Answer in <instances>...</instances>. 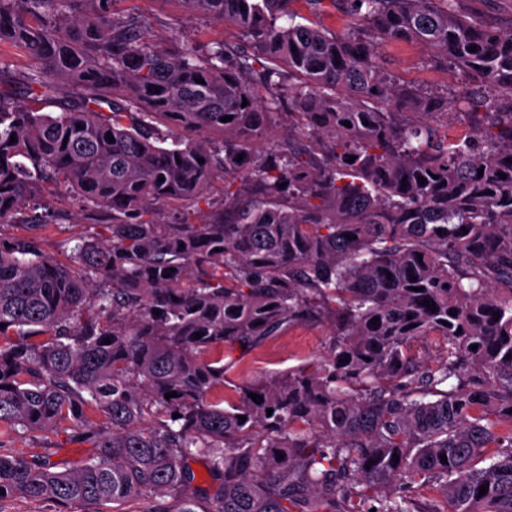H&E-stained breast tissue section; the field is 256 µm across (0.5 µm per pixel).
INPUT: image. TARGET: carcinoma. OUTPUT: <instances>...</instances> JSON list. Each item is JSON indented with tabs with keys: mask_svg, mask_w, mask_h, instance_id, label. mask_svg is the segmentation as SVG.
I'll list each match as a JSON object with an SVG mask.
<instances>
[{
	"mask_svg": "<svg viewBox=\"0 0 512 512\" xmlns=\"http://www.w3.org/2000/svg\"><path fill=\"white\" fill-rule=\"evenodd\" d=\"M118 2L0 0V42L29 60L23 86L0 81V225L51 223L37 202L64 184L108 233L71 248L74 269L0 236V501L437 512L418 483L448 512H512V23L457 0H330L349 16L338 34L324 0H305L306 24L294 0H181L252 48L200 52ZM399 42L472 78L464 111L385 72ZM63 89L62 111L32 105ZM273 116L288 139L265 149ZM218 178L222 216L167 209ZM303 320L333 325L326 356L236 387L228 409L210 398L224 347ZM62 423L92 445L82 469L14 454L16 434Z\"/></svg>",
	"mask_w": 512,
	"mask_h": 512,
	"instance_id": "obj_1",
	"label": "carcinoma"
}]
</instances>
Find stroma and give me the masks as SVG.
Masks as SVG:
<instances>
[{"label":"stroma","instance_id":"35a3bbf8","mask_svg":"<svg viewBox=\"0 0 512 512\" xmlns=\"http://www.w3.org/2000/svg\"><path fill=\"white\" fill-rule=\"evenodd\" d=\"M121 11L141 16L150 23V32L159 39L179 34L183 44L203 46L213 41L243 44L244 38L233 25L211 21L188 10L181 0H121ZM428 56L415 43L387 45L382 50L384 68L397 80L428 89L453 90L465 82L463 74L446 66L428 64ZM47 204L57 217L56 223L41 227L37 235L43 252L66 260V241L91 237L98 226L90 221L74 222L78 209L75 193L67 187L59 188ZM332 334L329 323L304 322L291 327L285 334L271 338L265 346L244 351L225 348L224 359L231 362L230 382L241 385L276 373H282L321 359L327 352ZM17 454L26 456L36 451L48 453L59 467L78 469L91 451L89 444L74 441L68 425L32 437L17 434L12 442Z\"/></svg>","mask_w":512,"mask_h":512}]
</instances>
